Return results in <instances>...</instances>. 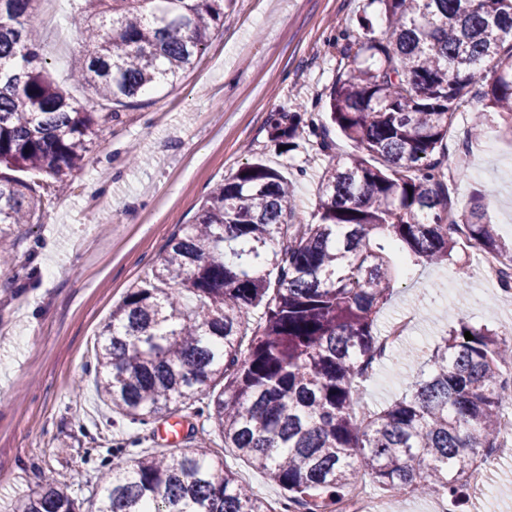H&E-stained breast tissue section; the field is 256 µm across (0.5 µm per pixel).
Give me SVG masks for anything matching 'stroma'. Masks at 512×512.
<instances>
[{"label": "stroma", "mask_w": 512, "mask_h": 512, "mask_svg": "<svg viewBox=\"0 0 512 512\" xmlns=\"http://www.w3.org/2000/svg\"><path fill=\"white\" fill-rule=\"evenodd\" d=\"M367 0H232L205 51L176 85L120 109L101 127L91 160L74 171L69 187L41 223L14 235V264L0 270V512L39 489L44 478L76 474L71 494L82 512L97 499L101 449L135 443L161 452L159 419L116 422L94 381L93 346L112 309L143 280L179 225L194 223L213 185L242 167L263 161L289 178L297 216L311 222L324 168L353 153L331 132L333 146L313 140L282 152L269 130L280 112H301L321 122L322 103L337 75L341 47L334 34L356 29ZM56 13L62 32L46 31L43 57L52 76L78 101L87 93L70 77L83 55L74 0H38L34 22ZM498 117L473 105L455 115L448 138L450 162L468 154L470 166L455 180L459 210L471 196H491L486 218L512 235V138L497 130ZM103 200L100 209L90 199ZM429 308L409 343L434 345L465 319L504 331L512 303L486 280L476 256L434 266L401 265L393 294L379 317L387 324L407 307ZM417 366H378L362 404L377 410L400 399ZM187 427L183 447L198 442L221 451L228 467L271 507L282 489L266 474L222 446L212 424L174 407Z\"/></svg>", "instance_id": "35a3bbf8"}]
</instances>
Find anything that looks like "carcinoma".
<instances>
[{"label": "carcinoma", "mask_w": 512, "mask_h": 512, "mask_svg": "<svg viewBox=\"0 0 512 512\" xmlns=\"http://www.w3.org/2000/svg\"><path fill=\"white\" fill-rule=\"evenodd\" d=\"M35 2L0 0V245L57 198L11 172L66 186L117 107L193 66L231 0H82L86 53L73 79L89 92L84 104L47 74ZM368 2L384 23L362 18V33H341L325 103L357 152L323 171L317 222L297 219L280 171L241 168L179 225L95 346L97 389L116 414L136 423L177 404L194 410L311 512H335L364 478L463 504L471 471L498 445L500 391L512 386V339L461 321L426 354L430 370L409 395L356 411L394 288L393 245L414 264H442L465 239L512 263V239L485 220L488 194L448 221L444 172L452 119L474 99L512 135V0ZM305 134L330 149L327 128L304 130L295 114L271 137L294 148ZM13 512H76L71 482L46 477ZM96 512L272 510L199 446L112 449Z\"/></svg>", "instance_id": "obj_1"}]
</instances>
